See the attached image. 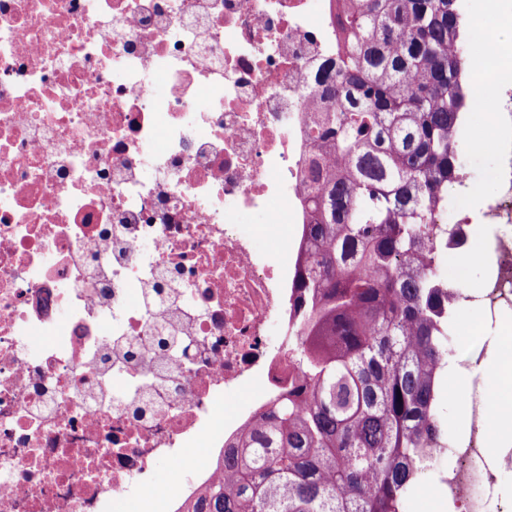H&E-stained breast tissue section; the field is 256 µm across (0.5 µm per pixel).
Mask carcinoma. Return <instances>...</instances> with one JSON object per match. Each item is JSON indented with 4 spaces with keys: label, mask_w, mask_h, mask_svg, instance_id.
<instances>
[{
    "label": "carcinoma",
    "mask_w": 512,
    "mask_h": 512,
    "mask_svg": "<svg viewBox=\"0 0 512 512\" xmlns=\"http://www.w3.org/2000/svg\"><path fill=\"white\" fill-rule=\"evenodd\" d=\"M457 0H342L311 136L295 377L224 442L215 482L183 512H403L425 448L447 444L448 324L470 299L437 254L461 224L430 223L460 165L467 107Z\"/></svg>",
    "instance_id": "1"
}]
</instances>
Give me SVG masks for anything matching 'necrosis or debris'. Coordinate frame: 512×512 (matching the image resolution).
<instances>
[{
	"label": "necrosis or debris",
	"instance_id": "4bbe7bcc",
	"mask_svg": "<svg viewBox=\"0 0 512 512\" xmlns=\"http://www.w3.org/2000/svg\"><path fill=\"white\" fill-rule=\"evenodd\" d=\"M335 0H0V512H121L294 377L309 102ZM488 38L512 255V68ZM272 243L260 251L247 220ZM489 467L437 482L489 512Z\"/></svg>",
	"mask_w": 512,
	"mask_h": 512
}]
</instances>
